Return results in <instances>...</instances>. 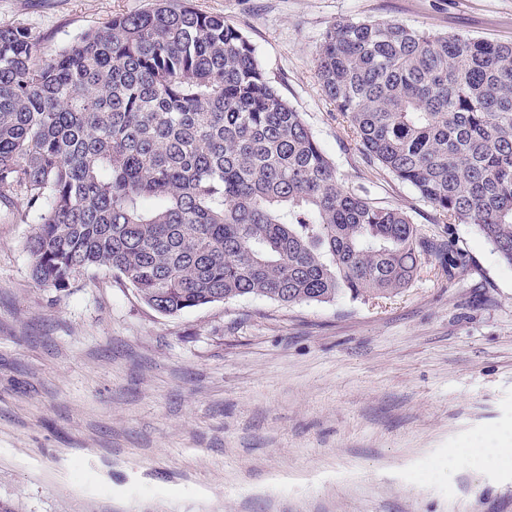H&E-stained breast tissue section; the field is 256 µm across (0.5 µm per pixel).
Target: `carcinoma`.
I'll use <instances>...</instances> for the list:
<instances>
[{
    "mask_svg": "<svg viewBox=\"0 0 512 512\" xmlns=\"http://www.w3.org/2000/svg\"><path fill=\"white\" fill-rule=\"evenodd\" d=\"M316 77L370 160L512 267V43L346 19ZM16 199L39 221L36 282L109 268L166 315L397 294L428 251L406 211L339 183L243 34L178 0L45 61L0 29V203Z\"/></svg>",
    "mask_w": 512,
    "mask_h": 512,
    "instance_id": "cac0c4a2",
    "label": "carcinoma"
}]
</instances>
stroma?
Segmentation results:
<instances>
[{"label":"stroma","mask_w":512,"mask_h":512,"mask_svg":"<svg viewBox=\"0 0 512 512\" xmlns=\"http://www.w3.org/2000/svg\"><path fill=\"white\" fill-rule=\"evenodd\" d=\"M153 0H0L50 59ZM237 27L340 183L405 210L429 255L400 293L282 306L244 297L165 315L100 268L31 276L0 207V512H512V267L361 152L315 74L341 19L512 42V0H188Z\"/></svg>","instance_id":"1"}]
</instances>
